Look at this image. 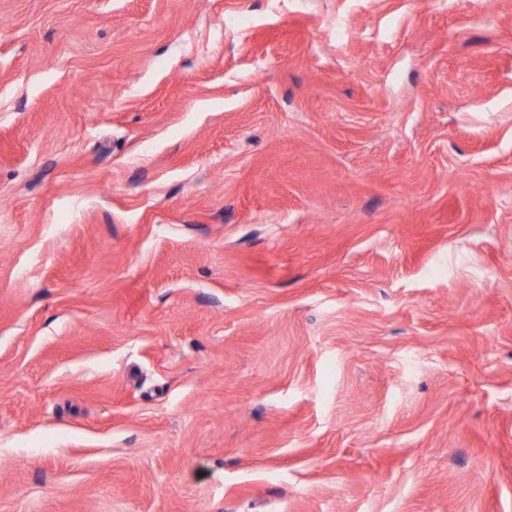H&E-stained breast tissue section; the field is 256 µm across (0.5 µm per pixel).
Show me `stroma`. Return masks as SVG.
<instances>
[{
    "mask_svg": "<svg viewBox=\"0 0 512 512\" xmlns=\"http://www.w3.org/2000/svg\"><path fill=\"white\" fill-rule=\"evenodd\" d=\"M0 512H512V0H0Z\"/></svg>",
    "mask_w": 512,
    "mask_h": 512,
    "instance_id": "1",
    "label": "stroma"
}]
</instances>
